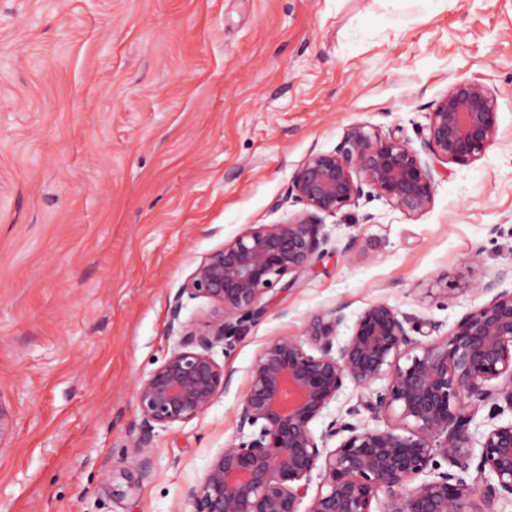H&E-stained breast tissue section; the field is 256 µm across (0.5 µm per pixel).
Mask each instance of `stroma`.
Segmentation results:
<instances>
[{
	"mask_svg": "<svg viewBox=\"0 0 512 512\" xmlns=\"http://www.w3.org/2000/svg\"><path fill=\"white\" fill-rule=\"evenodd\" d=\"M461 73L498 93L485 156L421 215L327 217L324 256L215 347L230 389L155 429L142 477L136 386L179 344L188 275L287 219L298 166L350 126L419 141ZM472 258L512 263V0H0V512H193L266 342L338 303L449 332L480 303Z\"/></svg>",
	"mask_w": 512,
	"mask_h": 512,
	"instance_id": "35a3bbf8",
	"label": "stroma"
}]
</instances>
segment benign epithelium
Wrapping results in <instances>:
<instances>
[{
    "label": "benign epithelium",
    "mask_w": 512,
    "mask_h": 512,
    "mask_svg": "<svg viewBox=\"0 0 512 512\" xmlns=\"http://www.w3.org/2000/svg\"><path fill=\"white\" fill-rule=\"evenodd\" d=\"M498 132V97L480 74L458 76L434 103L420 146L364 125L346 130L331 152L309 154L282 203L296 207L272 224H249L205 256L175 293L168 329L178 347L136 387L137 448L154 430L206 413L232 375L213 348L264 313L282 278L292 286L323 252L324 220L365 196L407 215L424 213L434 174L479 160ZM512 265L474 279L486 300L444 336L408 325L375 302L339 340L346 305L311 316L299 336L268 342L256 358L239 407L237 434L186 496L194 512H506L512 505ZM205 298L196 321L183 299ZM386 381L377 388L375 384ZM351 383L368 392L362 407L385 427L334 419L312 425ZM490 405L487 429L469 425ZM339 438L335 449L326 443ZM448 469L438 471L435 457ZM320 483L300 510L313 475Z\"/></svg>",
    "instance_id": "1"
}]
</instances>
